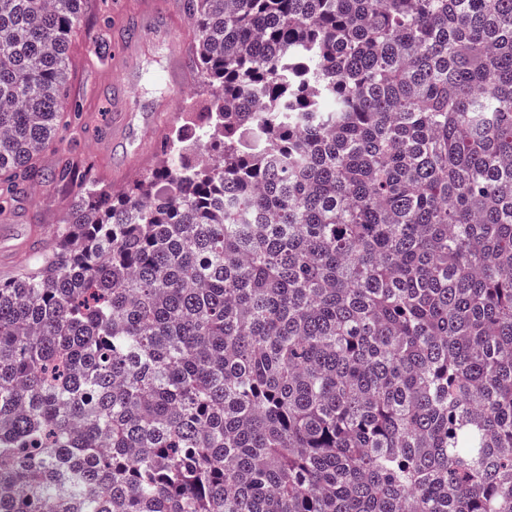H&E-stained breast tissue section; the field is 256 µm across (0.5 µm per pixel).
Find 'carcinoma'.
I'll use <instances>...</instances> for the list:
<instances>
[{"label": "carcinoma", "instance_id": "obj_1", "mask_svg": "<svg viewBox=\"0 0 512 512\" xmlns=\"http://www.w3.org/2000/svg\"><path fill=\"white\" fill-rule=\"evenodd\" d=\"M85 0H0V512H512V0H179L208 97L114 193L41 151ZM71 203L72 197L52 183L38 185L14 202L8 220H0V282L35 267L53 229L65 223Z\"/></svg>", "mask_w": 512, "mask_h": 512}]
</instances>
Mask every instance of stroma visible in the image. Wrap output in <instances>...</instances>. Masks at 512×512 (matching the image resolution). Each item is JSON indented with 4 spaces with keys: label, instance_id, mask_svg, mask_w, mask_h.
I'll return each instance as SVG.
<instances>
[{
    "label": "stroma",
    "instance_id": "1",
    "mask_svg": "<svg viewBox=\"0 0 512 512\" xmlns=\"http://www.w3.org/2000/svg\"><path fill=\"white\" fill-rule=\"evenodd\" d=\"M89 0L81 34L69 49V100L90 114L91 122L73 123L61 134L58 149L44 152L41 164L51 167L58 150L78 163H91L99 179L119 191L157 165L166 135L181 115L172 97L206 90L193 73L172 59L173 48L189 53L194 37L191 19L175 0ZM149 23L157 33L132 50L118 49L126 25ZM72 198L46 183L14 202L8 220H0V282L34 268L48 247L52 231L65 223Z\"/></svg>",
    "mask_w": 512,
    "mask_h": 512
}]
</instances>
